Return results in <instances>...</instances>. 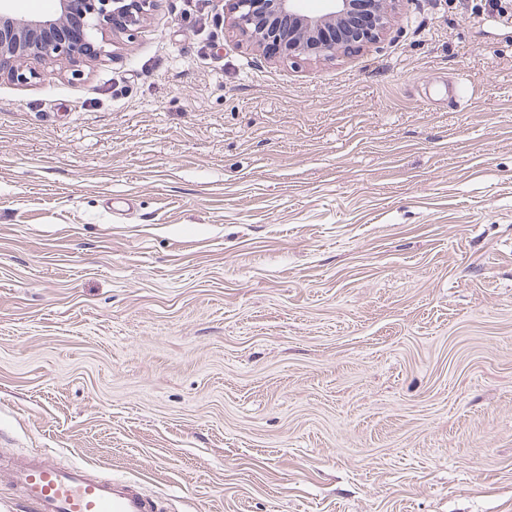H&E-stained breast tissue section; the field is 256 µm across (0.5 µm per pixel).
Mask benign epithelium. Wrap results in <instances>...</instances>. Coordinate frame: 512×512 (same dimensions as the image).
Segmentation results:
<instances>
[{
  "mask_svg": "<svg viewBox=\"0 0 512 512\" xmlns=\"http://www.w3.org/2000/svg\"><path fill=\"white\" fill-rule=\"evenodd\" d=\"M155 0H60L62 16H35L16 24L0 8V80L24 85L38 67L62 65L74 76L110 54L97 35H133ZM301 0H229L233 32L253 49L278 44L288 60L327 61L381 41L399 0H368L363 22H350L352 0H327L322 13H306Z\"/></svg>",
  "mask_w": 512,
  "mask_h": 512,
  "instance_id": "obj_1",
  "label": "benign epithelium"
}]
</instances>
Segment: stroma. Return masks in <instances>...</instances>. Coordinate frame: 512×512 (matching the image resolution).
<instances>
[{
    "label": "stroma",
    "mask_w": 512,
    "mask_h": 512,
    "mask_svg": "<svg viewBox=\"0 0 512 512\" xmlns=\"http://www.w3.org/2000/svg\"><path fill=\"white\" fill-rule=\"evenodd\" d=\"M156 0L0 80V468L164 512H512V0L330 62Z\"/></svg>",
    "instance_id": "35a3bbf8"
}]
</instances>
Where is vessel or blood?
I'll return each instance as SVG.
<instances>
[{
    "label": "vessel or blood",
    "instance_id": "1",
    "mask_svg": "<svg viewBox=\"0 0 512 512\" xmlns=\"http://www.w3.org/2000/svg\"><path fill=\"white\" fill-rule=\"evenodd\" d=\"M8 478L20 492L23 512H160L131 481L91 477L85 467L61 468L31 456Z\"/></svg>",
    "mask_w": 512,
    "mask_h": 512
}]
</instances>
